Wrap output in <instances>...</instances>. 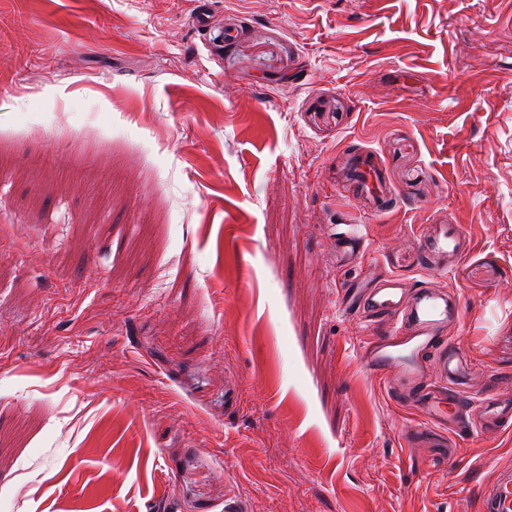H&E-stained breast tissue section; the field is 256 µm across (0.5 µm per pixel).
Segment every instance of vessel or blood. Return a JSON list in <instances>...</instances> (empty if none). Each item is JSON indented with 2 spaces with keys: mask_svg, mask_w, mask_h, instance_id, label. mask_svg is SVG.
<instances>
[{
  "mask_svg": "<svg viewBox=\"0 0 512 512\" xmlns=\"http://www.w3.org/2000/svg\"><path fill=\"white\" fill-rule=\"evenodd\" d=\"M353 181L366 200V213L387 211L391 197L381 188L375 166L359 164ZM334 247L340 264L357 262L366 249L354 229L337 234ZM470 248L460 225L435 224L423 232L418 255L425 267L435 269L442 260L461 259ZM341 307L366 330L356 350L359 363L395 402L413 410L416 420L405 437L417 455L447 447L448 432L471 419L487 433L512 420L511 385L492 381L478 399L467 395L473 358L449 336L460 321L456 296L430 287L409 293L399 279L368 275L342 289ZM479 512H512V467L498 469L484 485Z\"/></svg>",
  "mask_w": 512,
  "mask_h": 512,
  "instance_id": "1",
  "label": "vessel or blood"
}]
</instances>
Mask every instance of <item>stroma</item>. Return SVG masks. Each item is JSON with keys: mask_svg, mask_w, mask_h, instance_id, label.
<instances>
[{"mask_svg": "<svg viewBox=\"0 0 512 512\" xmlns=\"http://www.w3.org/2000/svg\"><path fill=\"white\" fill-rule=\"evenodd\" d=\"M194 8L0 0V512H477L512 422L416 456L339 290L453 291L512 381V0ZM365 148L384 216L336 181ZM471 249V243L458 224L448 219V224H434L422 233L418 255L421 263L430 269H445L439 260H459ZM336 235L334 241L336 263L350 264L357 262L366 250L364 236L355 229Z\"/></svg>", "mask_w": 512, "mask_h": 512, "instance_id": "obj_1", "label": "stroma"}]
</instances>
